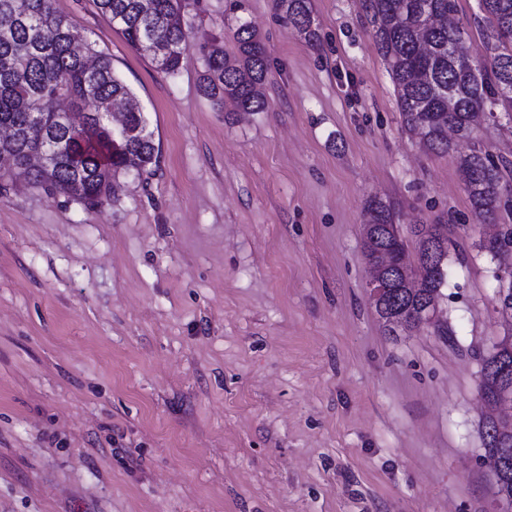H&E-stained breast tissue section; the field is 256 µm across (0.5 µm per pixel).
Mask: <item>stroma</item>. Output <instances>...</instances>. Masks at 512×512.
<instances>
[{"instance_id": "1", "label": "stroma", "mask_w": 512, "mask_h": 512, "mask_svg": "<svg viewBox=\"0 0 512 512\" xmlns=\"http://www.w3.org/2000/svg\"><path fill=\"white\" fill-rule=\"evenodd\" d=\"M162 73L91 0L58 10L109 53L158 156L109 204L0 194V512H498L483 358L505 259L479 250L455 154L402 123L364 0H188ZM263 38L266 108L198 90L204 44ZM512 161V117L477 132ZM448 227L447 336L390 335L365 291L364 207ZM311 0H277V7L283 12L284 18L313 46L319 39L317 27L312 15Z\"/></svg>"}]
</instances>
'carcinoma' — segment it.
<instances>
[{"instance_id": "obj_1", "label": "carcinoma", "mask_w": 512, "mask_h": 512, "mask_svg": "<svg viewBox=\"0 0 512 512\" xmlns=\"http://www.w3.org/2000/svg\"><path fill=\"white\" fill-rule=\"evenodd\" d=\"M186 0H92L112 30L147 57L159 71L173 74L189 49L192 26ZM284 18L313 46L319 39L311 0H277ZM494 40L490 53L468 63L453 54L468 32L456 18L455 0H366L373 35L387 64L405 130L433 154L453 150L448 129L469 152L460 156L474 211L493 222L500 211L503 172L512 164L495 159L476 141L478 120L496 111L512 112V0H480ZM199 90L215 105L227 100L237 109L259 112L265 101L257 85L268 74L265 47L246 22L234 33V52L216 42L203 46ZM66 99L74 117L61 113ZM126 112L132 132L112 140L111 112ZM0 127L11 136L0 141V155L29 167V183L70 197L89 208L111 200L112 179L140 174L156 161L157 148L145 113L129 85L103 50L88 42L59 13L56 0H0ZM53 156L48 165H29L34 155ZM396 211L381 199L364 210L363 246L370 260L396 249L403 260L392 275L418 284L397 288L372 305L389 332L408 328L411 311L444 287L441 274L422 251L407 249L390 232ZM414 234L436 242L438 261L448 256V238L436 224H419ZM486 453L498 455L502 475L496 492L512 495V423L486 421Z\"/></svg>"}]
</instances>
